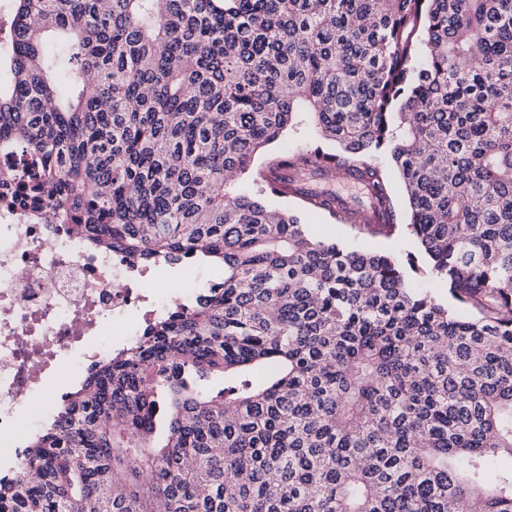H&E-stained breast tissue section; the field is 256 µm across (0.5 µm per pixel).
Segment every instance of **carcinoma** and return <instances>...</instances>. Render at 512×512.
Here are the masks:
<instances>
[{
  "label": "carcinoma",
  "instance_id": "carcinoma-1",
  "mask_svg": "<svg viewBox=\"0 0 512 512\" xmlns=\"http://www.w3.org/2000/svg\"><path fill=\"white\" fill-rule=\"evenodd\" d=\"M12 2L0 209L224 276L95 367L0 512H512V0ZM306 116L341 151L251 171ZM229 172L413 238L424 283Z\"/></svg>",
  "mask_w": 512,
  "mask_h": 512
}]
</instances>
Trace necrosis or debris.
I'll list each match as a JSON object with an SVG mask.
<instances>
[{
    "instance_id": "obj_1",
    "label": "necrosis or debris",
    "mask_w": 512,
    "mask_h": 512,
    "mask_svg": "<svg viewBox=\"0 0 512 512\" xmlns=\"http://www.w3.org/2000/svg\"><path fill=\"white\" fill-rule=\"evenodd\" d=\"M202 292L148 287L144 273L63 225L0 211V470L19 473L25 443L113 345L135 342L141 323Z\"/></svg>"
}]
</instances>
